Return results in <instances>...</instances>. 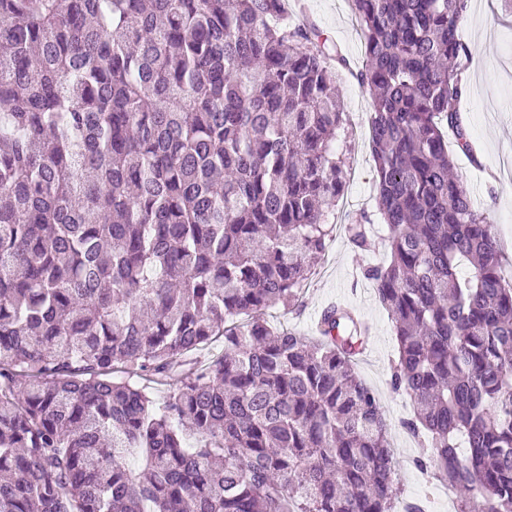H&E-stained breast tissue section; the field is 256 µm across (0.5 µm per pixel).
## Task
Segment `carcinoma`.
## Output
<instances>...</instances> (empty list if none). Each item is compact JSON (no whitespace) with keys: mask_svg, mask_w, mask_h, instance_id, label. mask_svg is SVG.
I'll use <instances>...</instances> for the list:
<instances>
[{"mask_svg":"<svg viewBox=\"0 0 512 512\" xmlns=\"http://www.w3.org/2000/svg\"><path fill=\"white\" fill-rule=\"evenodd\" d=\"M349 3L416 466L512 512V270L448 153L467 0ZM337 65L284 0H0V512H395L357 322L265 320L335 228Z\"/></svg>","mask_w":512,"mask_h":512,"instance_id":"obj_1","label":"carcinoma"}]
</instances>
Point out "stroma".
<instances>
[{"instance_id": "obj_1", "label": "stroma", "mask_w": 512, "mask_h": 512, "mask_svg": "<svg viewBox=\"0 0 512 512\" xmlns=\"http://www.w3.org/2000/svg\"><path fill=\"white\" fill-rule=\"evenodd\" d=\"M291 18L312 21L325 38L344 51L350 68L342 72L337 87L346 114V138L338 144L346 157V185L330 215L336 224L334 238L316 267L304 305L296 311L269 310L268 322L300 335L314 334L320 312L329 304H345L366 316L373 326L366 361L357 363L359 377L376 393L390 427V445L400 468L405 499L420 502L424 512H448L456 500L432 473L419 469V442L403 426L412 418L410 398L392 390V365L398 344L388 311L380 304L373 283L362 270L385 261L383 226H375V248L362 251L345 236L342 226L360 213H373L375 183L369 147L367 117L372 101L353 76L364 60V44L349 0H286ZM460 34L471 51L464 72L467 93L461 113L478 156L457 158L461 184L475 206L486 211L506 259L512 260V13L501 0H469Z\"/></svg>"}]
</instances>
